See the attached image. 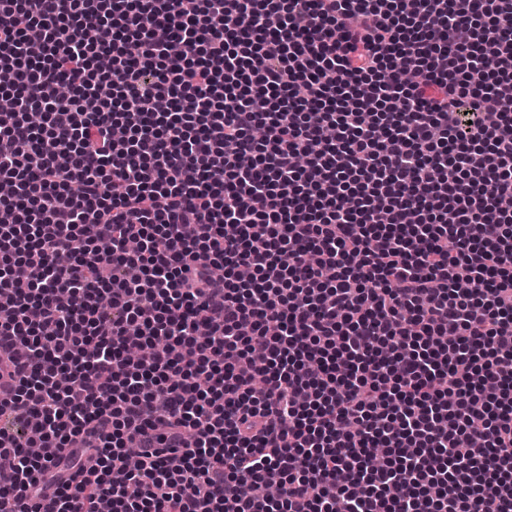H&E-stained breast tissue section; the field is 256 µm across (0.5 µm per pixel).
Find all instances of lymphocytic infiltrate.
Returning <instances> with one entry per match:
<instances>
[{
  "mask_svg": "<svg viewBox=\"0 0 512 512\" xmlns=\"http://www.w3.org/2000/svg\"><path fill=\"white\" fill-rule=\"evenodd\" d=\"M0 72L10 512H512V0H0Z\"/></svg>",
  "mask_w": 512,
  "mask_h": 512,
  "instance_id": "lymphocytic-infiltrate-1",
  "label": "lymphocytic infiltrate"
}]
</instances>
